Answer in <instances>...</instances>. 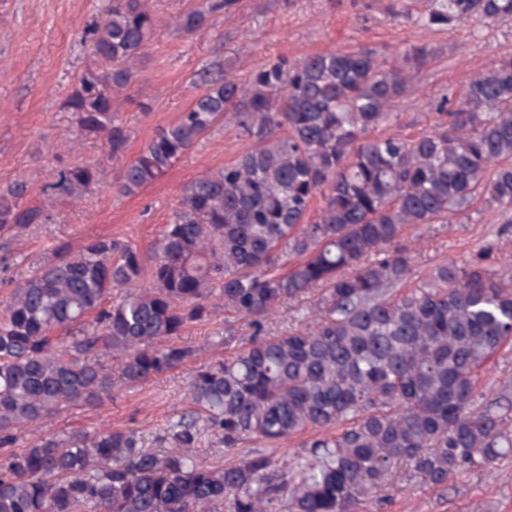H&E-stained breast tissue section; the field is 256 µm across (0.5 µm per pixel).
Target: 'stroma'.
<instances>
[{
  "mask_svg": "<svg viewBox=\"0 0 512 512\" xmlns=\"http://www.w3.org/2000/svg\"><path fill=\"white\" fill-rule=\"evenodd\" d=\"M200 0H148L157 32L129 67L135 78L118 98L127 132L124 152L111 156L98 136L77 135L62 105L77 76L94 58L79 38L89 24L103 20L109 0H0V186L22 178L31 192L22 206L40 202L39 191L51 171L89 164L98 180L82 198H57L47 224H34L7 240L9 268L0 273V299L30 270L53 259L59 244L112 236L149 252L167 224L182 188L233 161L246 147L233 126L213 131L166 173L133 195L115 191V179L160 128L174 121L198 93V72L220 63L226 76L244 81L278 56L300 57L332 50L365 48L391 56L411 44L432 47L434 56L416 78L414 92L397 108L383 135L408 137L431 122L428 100L461 93L476 72L512 54V22L477 17L436 31L421 26L427 0H236L228 12L213 16L199 31L185 33L177 21ZM414 266L413 285L428 280L442 260L463 261L493 249V273L512 265V234H504L493 214H473L462 224L407 229ZM316 312L312 299L281 303L268 317L267 335L303 327ZM249 335L241 321L216 311L211 321L189 328L180 341L195 350L194 366L224 356L227 334ZM190 369L179 368L147 383L116 385L111 399L98 406L62 407L49 431L66 435L102 426H134L146 437L187 408ZM384 503L368 498L360 512H512V451L488 465L452 475L447 489L427 486L401 468L386 487Z\"/></svg>",
  "mask_w": 512,
  "mask_h": 512,
  "instance_id": "1",
  "label": "stroma"
}]
</instances>
